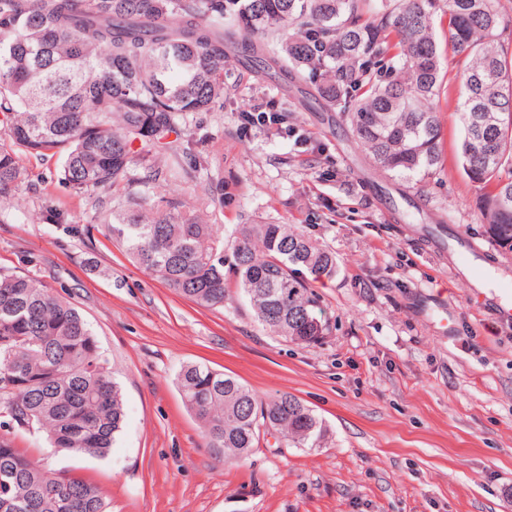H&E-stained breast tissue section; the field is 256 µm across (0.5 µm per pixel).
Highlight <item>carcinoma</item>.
I'll return each mask as SVG.
<instances>
[{"label": "carcinoma", "instance_id": "obj_1", "mask_svg": "<svg viewBox=\"0 0 512 512\" xmlns=\"http://www.w3.org/2000/svg\"><path fill=\"white\" fill-rule=\"evenodd\" d=\"M439 15L461 64V167L485 192L489 242L511 254L512 42L499 33L500 0H0V194L28 178L15 149L60 153L58 180L108 208L102 228L134 263L207 307H224L233 288L264 330L314 344L330 324L307 279L335 276L336 256L297 226L215 235L202 213L223 204L220 182L196 207L156 192L148 212L142 197L110 206L98 192L171 178L153 149L224 95V42L237 39L341 106L376 169L400 181L435 173ZM286 29L294 35L284 42ZM177 385L226 462L245 460L271 430L305 448L326 439L323 420L288 392L261 400L198 363L181 368ZM124 417L121 388L72 303L36 279L0 274V512H108L100 487L34 467L11 434L43 431L59 452L104 457Z\"/></svg>", "mask_w": 512, "mask_h": 512}]
</instances>
